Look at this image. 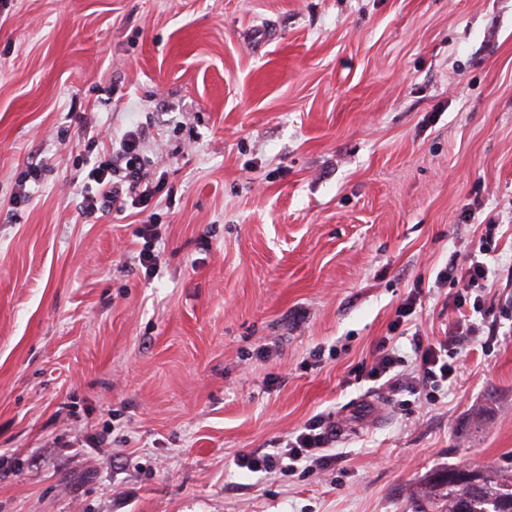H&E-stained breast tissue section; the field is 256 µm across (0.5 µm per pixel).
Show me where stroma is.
Segmentation results:
<instances>
[{"label":"stroma","mask_w":512,"mask_h":512,"mask_svg":"<svg viewBox=\"0 0 512 512\" xmlns=\"http://www.w3.org/2000/svg\"><path fill=\"white\" fill-rule=\"evenodd\" d=\"M144 125L147 207L84 222ZM491 219L495 336L391 399ZM328 413V466L238 467ZM448 467L512 469V0L0 4V512H419ZM402 356L394 347H390L389 338H382L377 347V356L374 359L367 375L372 378H382L388 375L399 363Z\"/></svg>","instance_id":"stroma-1"}]
</instances>
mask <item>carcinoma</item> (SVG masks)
I'll return each mask as SVG.
<instances>
[{"label": "carcinoma", "mask_w": 512, "mask_h": 512, "mask_svg": "<svg viewBox=\"0 0 512 512\" xmlns=\"http://www.w3.org/2000/svg\"><path fill=\"white\" fill-rule=\"evenodd\" d=\"M429 494L448 503L446 512H512V474L450 468L434 476Z\"/></svg>", "instance_id": "cac0c4a2"}]
</instances>
